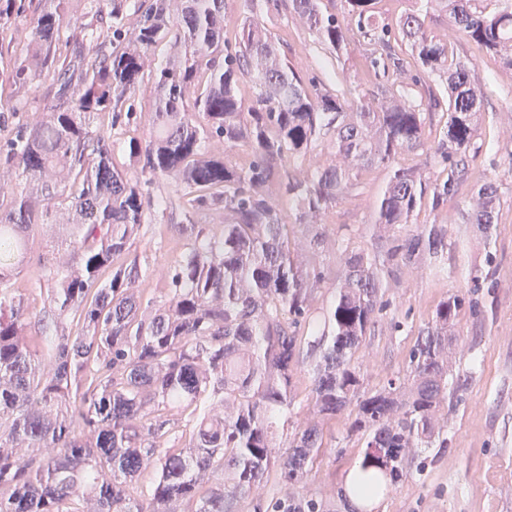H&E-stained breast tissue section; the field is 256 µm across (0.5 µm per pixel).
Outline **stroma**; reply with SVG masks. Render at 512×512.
Instances as JSON below:
<instances>
[{"instance_id": "stroma-1", "label": "stroma", "mask_w": 512, "mask_h": 512, "mask_svg": "<svg viewBox=\"0 0 512 512\" xmlns=\"http://www.w3.org/2000/svg\"><path fill=\"white\" fill-rule=\"evenodd\" d=\"M45 7L44 0H22L7 23L0 25V60L22 61L29 50L33 22ZM224 41L236 48L244 18H257L276 50L285 55L305 83L329 93L345 89L353 96H370L384 83L382 70L373 68L362 46L350 45L343 56L323 44L291 12L286 0L279 6L266 0H224ZM455 56L471 63L475 80L486 92L476 123L474 143L480 152L469 165L464 194L441 209L423 206L414 225L444 224L448 248L435 257H425L416 267L384 279L389 302L364 336L353 364L359 367L365 390H375L387 379L405 375L408 354L420 331L432 323L437 305L462 292L475 302V310H462L452 332L456 338L448 387L453 399L442 408L448 417V447L416 451L409 475L384 495L370 512H512V167L505 155L512 150V69L475 43L459 39ZM412 82L404 94L413 98L438 99L440 105L426 117L428 140L440 139L448 118L445 105L449 89L444 79L425 76L415 58L407 60ZM54 95L51 76L41 77L36 93L15 88L0 92V111L7 119L0 124V145L13 137L18 124L37 118ZM124 116L113 119L101 112L89 119L92 134L109 138L112 160L121 170L133 169L128 155L130 138H147L155 123L156 90L152 77L123 105ZM388 179L382 166L362 172L355 191L345 196L325 220V250L319 260L325 280L315 292L306 327L316 326L329 306L341 276L342 260L335 240L344 236L353 247L378 245L375 208ZM496 182L500 207L494 220L492 240H485L477 225L464 223L461 212L469 193L485 181ZM155 201L139 239L122 254L125 262H137L141 277L137 292L161 300L167 286V270L185 248L178 210L173 206L180 184L171 177L156 178L149 187ZM57 254L55 241L31 235L28 260L14 280L15 288L32 305L40 304L34 280L40 264ZM402 330H394L393 322ZM350 413L321 420L323 454L308 478L284 488L277 473H270L260 490L264 498L291 491L297 497L323 500L330 512H354L338 500L336 490L363 456V442L351 430Z\"/></svg>"}]
</instances>
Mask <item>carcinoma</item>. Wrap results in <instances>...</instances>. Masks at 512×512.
I'll return each mask as SVG.
<instances>
[{
	"instance_id": "carcinoma-1",
	"label": "carcinoma",
	"mask_w": 512,
	"mask_h": 512,
	"mask_svg": "<svg viewBox=\"0 0 512 512\" xmlns=\"http://www.w3.org/2000/svg\"><path fill=\"white\" fill-rule=\"evenodd\" d=\"M309 31L341 55L365 47L371 63L397 80L404 61L376 0H341V14L321 0H290ZM448 15L441 40L425 28L420 10L399 29L427 73L448 80L447 129L431 144L426 111L381 84L372 97L331 95L308 87L275 50L261 22L247 18L239 49L224 48V0H153L121 36L127 0H112L115 24L80 27L66 17L65 0L36 19L28 57L0 69V87L36 90L53 73L52 104L32 124L16 128L0 150V175L22 170L25 181L0 182V512H326L317 499L259 494L272 468L285 484L303 480L323 448L319 424L294 413L293 376L302 346L317 358L310 390L313 413L334 418L357 410L351 429L364 438L352 491L372 498L402 483L414 448L448 447V328L465 307L464 293L438 304L431 325L409 353L407 377L362 390L352 366L363 336L388 307L383 278L448 248L444 224L408 229L424 200L437 209L456 197L483 95L470 67L454 59L452 38L473 41L512 69V0H420ZM169 41L174 58L154 74L155 129L128 142L130 172L112 166V142L94 137L86 119L118 109L144 78L146 60ZM69 54L57 56L59 45ZM254 77L249 106L241 79ZM252 156L241 166L229 155L204 152L209 137ZM326 141L336 163L298 178L285 160L304 159ZM421 151L450 163L444 180L423 179L401 157ZM390 169L375 224L386 246L350 250L343 241L341 286L323 324L300 334L313 289L323 282L314 265L290 250L269 190L281 186L298 224L312 227L307 250L317 256L324 233L315 227L354 186L362 170ZM174 176L188 192L179 204L186 250L168 272L158 305L133 290L137 263L117 258L140 236L151 200L143 185ZM500 204L493 181L481 185L465 211L490 240ZM224 209L219 236L198 217ZM58 239L64 256L46 266L42 306L32 308L13 288L30 234ZM107 280H101L102 274ZM181 431L185 446L169 435ZM290 431L276 446L278 430ZM154 470L146 489L131 482ZM224 482L215 484L217 474Z\"/></svg>"
}]
</instances>
